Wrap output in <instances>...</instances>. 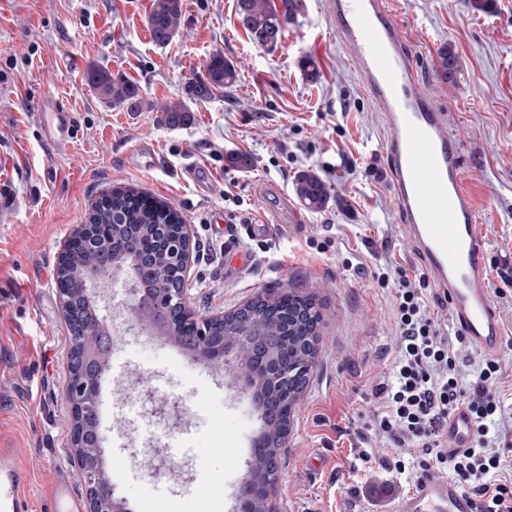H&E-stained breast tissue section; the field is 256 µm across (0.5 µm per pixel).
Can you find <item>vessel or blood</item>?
Here are the masks:
<instances>
[{"label": "vessel or blood", "mask_w": 512, "mask_h": 512, "mask_svg": "<svg viewBox=\"0 0 512 512\" xmlns=\"http://www.w3.org/2000/svg\"><path fill=\"white\" fill-rule=\"evenodd\" d=\"M341 44L373 94L387 129L382 148L391 162L404 231L463 328L465 340L498 355L505 329L497 319L485 274V242L476 208L462 183L461 150L446 116L417 88L414 60L385 0H332ZM43 142L66 151L78 115L49 97L40 105ZM473 423L465 409L448 420V447H469ZM32 470L14 449L0 448V512H82L67 472L54 468L40 501L31 496ZM396 512H475L472 497L449 481L428 479L399 500Z\"/></svg>", "instance_id": "b4317fda"}]
</instances>
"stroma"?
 Returning a JSON list of instances; mask_svg holds the SVG:
<instances>
[{
    "mask_svg": "<svg viewBox=\"0 0 512 512\" xmlns=\"http://www.w3.org/2000/svg\"><path fill=\"white\" fill-rule=\"evenodd\" d=\"M306 2L305 14L267 50L246 33L237 0H182L179 32L165 45L153 41L147 24L153 0H0V446L25 457L33 495L67 461L61 246L115 187L166 203L192 225L197 242L222 245V258L200 252L191 270L190 300L200 313L290 288L319 301V353L291 419L278 512H395L399 497L414 491L382 465L386 443L367 461L350 443L371 418L373 387L395 349L394 291L371 272L388 261L417 274L426 268L396 207L378 105L339 41L327 0ZM388 4L420 90L446 114L462 147L488 285L501 287L494 265L512 260V0H492L484 12L470 0ZM447 43L460 64L452 84L437 72ZM217 52L235 64L236 85L195 104L188 125H165L162 107L181 98ZM306 56L318 65L317 80L298 66ZM93 65L133 82L140 109L99 99L86 81ZM49 96L79 117L63 153L50 152L39 134L36 107ZM144 140L154 143L157 161L132 166L127 155ZM232 152L251 155L252 167H230ZM191 167L208 191L187 177ZM307 169L327 181L337 204L321 212L302 206L293 181ZM261 182L287 194L290 214L277 213V198L255 194ZM228 190L244 198L250 217L232 238L222 224L234 208ZM265 220L299 228L289 238L268 236V252L248 251L252 225ZM116 332L100 420L109 449L102 469L118 502L126 512L157 500L168 512H232L261 427L251 391L170 337L151 339L121 324ZM147 389L178 392L182 424L139 426ZM148 442L174 475H153Z\"/></svg>",
    "mask_w": 512,
    "mask_h": 512,
    "instance_id": "obj_1",
    "label": "stroma"
}]
</instances>
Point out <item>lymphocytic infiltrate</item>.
<instances>
[{
	"mask_svg": "<svg viewBox=\"0 0 512 512\" xmlns=\"http://www.w3.org/2000/svg\"><path fill=\"white\" fill-rule=\"evenodd\" d=\"M381 286L395 284L394 322L397 350L388 379L375 385L377 408L370 431L359 432L358 445L370 432L386 436L393 456L416 450L412 465H396L418 483L435 472L466 487L475 512H512V478L504 476L505 458L512 453V417L497 391L501 366L482 363L473 381L462 384L458 369L462 351L444 332L428 303L426 277L385 265L373 273ZM466 407L474 429L470 447L449 451L447 422Z\"/></svg>",
	"mask_w": 512,
	"mask_h": 512,
	"instance_id": "obj_1",
	"label": "lymphocytic infiltrate"
}]
</instances>
